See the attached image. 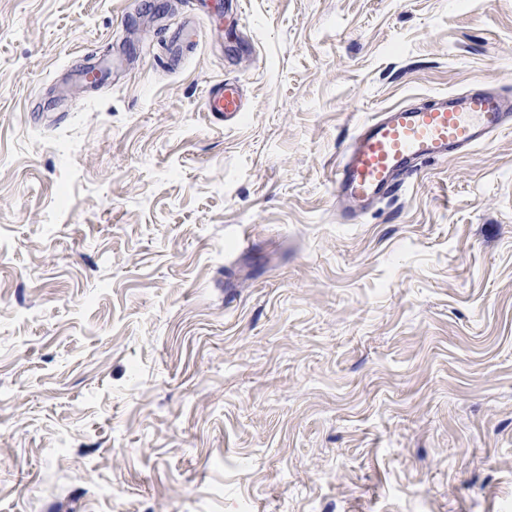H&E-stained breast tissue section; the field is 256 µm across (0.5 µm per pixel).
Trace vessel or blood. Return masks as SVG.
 <instances>
[{
  "mask_svg": "<svg viewBox=\"0 0 512 512\" xmlns=\"http://www.w3.org/2000/svg\"><path fill=\"white\" fill-rule=\"evenodd\" d=\"M204 109L237 124L245 101L239 86L221 81L207 91ZM512 128V100L490 91L443 95L424 105L400 104L360 123L334 173L336 211L358 222L368 205L391 195L421 164L485 143Z\"/></svg>",
  "mask_w": 512,
  "mask_h": 512,
  "instance_id": "1",
  "label": "vessel or blood"
}]
</instances>
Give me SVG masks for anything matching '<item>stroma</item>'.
<instances>
[{"label":"stroma","mask_w":512,"mask_h":512,"mask_svg":"<svg viewBox=\"0 0 512 512\" xmlns=\"http://www.w3.org/2000/svg\"><path fill=\"white\" fill-rule=\"evenodd\" d=\"M242 2L0 0V512H512V132L332 186L370 116L512 95V0ZM244 111L243 94L233 81H221L210 87L205 94L204 112L220 119L225 126L237 124L241 112Z\"/></svg>","instance_id":"1"}]
</instances>
